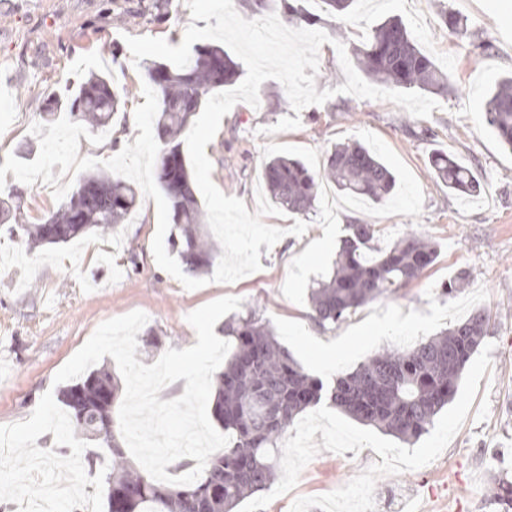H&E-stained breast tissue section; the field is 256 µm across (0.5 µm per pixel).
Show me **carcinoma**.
I'll use <instances>...</instances> for the list:
<instances>
[{
    "mask_svg": "<svg viewBox=\"0 0 512 512\" xmlns=\"http://www.w3.org/2000/svg\"><path fill=\"white\" fill-rule=\"evenodd\" d=\"M279 9L290 25L317 22L298 0H279ZM354 63L368 78L390 89L437 94L447 87V75L395 17L378 24L354 48ZM142 74L158 99L156 181L179 231L170 246L189 271L204 272L214 265L219 248L204 231L205 213L192 187L182 136L207 96L239 78L238 66L223 47L209 44L195 49L183 69L145 61ZM122 104L111 76L92 73L66 101L47 98L44 116L53 121L64 109L73 121L103 129ZM485 121L502 147L512 151V77L495 85L485 104ZM430 167L448 191L480 192L479 182L454 156L436 153ZM262 178L272 202L295 213L313 209L325 180L350 196L376 204L384 202L396 184L384 160L359 142L335 145L321 172L310 170L297 158L274 156L265 163ZM20 196L12 189L0 197V223H13L9 231H21L33 248L114 229L135 208L138 192L111 171L88 172L68 200L39 224L23 222ZM375 239L372 224L345 226L332 275L310 295V317L318 327L334 328L357 309L397 294L438 258L436 244L416 232L403 234L384 250L374 247ZM489 322L487 314L476 312L410 349L375 354L327 387L307 374L277 341L269 324L250 310L224 330L232 348L212 387L211 411L230 437L224 452L209 457L194 483L164 485L132 468L121 447L111 448L107 512H233L277 479L288 428L306 409L324 401L413 443L429 431L434 418L453 399L461 373L487 335ZM123 391L110 365L94 368L64 387L58 400L66 413L56 425L57 435L65 441H108L103 430L115 422Z\"/></svg>",
    "mask_w": 512,
    "mask_h": 512,
    "instance_id": "cac0c4a2",
    "label": "carcinoma"
}]
</instances>
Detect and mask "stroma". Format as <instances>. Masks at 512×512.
<instances>
[{
  "instance_id": "35a3bbf8",
  "label": "stroma",
  "mask_w": 512,
  "mask_h": 512,
  "mask_svg": "<svg viewBox=\"0 0 512 512\" xmlns=\"http://www.w3.org/2000/svg\"><path fill=\"white\" fill-rule=\"evenodd\" d=\"M153 2L0 0V165L10 154L33 161L39 141L29 128L41 121L46 96H69L93 72H111L115 86L132 94L113 116L103 147L80 139V156L103 160L134 143L139 131L128 115L144 102L143 80L126 37L176 46L189 24L206 26L192 21L185 0H164L162 18L154 19ZM304 6L321 16L319 28L330 38L318 52L316 88L333 89V96L298 113L300 127L277 133L274 125L295 113L283 85L265 81L258 106L235 104L207 145L211 178L253 212L270 157L287 154L318 172L334 145L357 141L394 171L392 196L376 205L323 184L304 235L288 232L298 214L265 216V224L286 234L262 251L260 270L194 290L157 265V212L146 196L112 232L63 245L30 249L0 225V432L11 439L0 457V512H41L39 486L63 468L76 489L70 512H105L108 451L94 468H80L78 441L65 444L47 432L50 416L63 409L55 374L100 324L133 311L148 316L136 358L153 364L167 349L194 345L187 315L226 296L257 308L298 364L326 383L382 348L414 346L476 311L490 316L456 395L428 433L407 444L329 404L309 408L284 437L276 482L238 512H498L490 490L512 480V152L487 126L484 105L495 84L512 75V0H357L345 16L325 14L321 0ZM445 12L463 17L467 34L449 36ZM390 16L403 20L448 75L430 117L336 91L346 82L337 45L352 49ZM480 39L493 50L477 54L473 43ZM437 151L471 170L481 185L477 196L435 183L429 160ZM354 223L374 225L380 248L416 231L437 243L439 256L397 294L322 329L309 316L310 293L332 272L344 228ZM461 271L463 286L444 294ZM324 348L331 360L321 358Z\"/></svg>"
}]
</instances>
